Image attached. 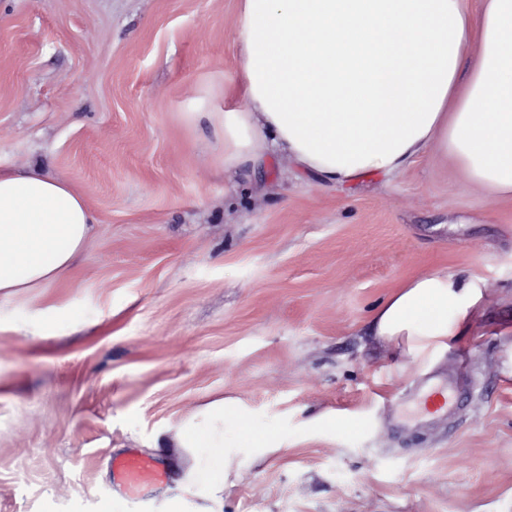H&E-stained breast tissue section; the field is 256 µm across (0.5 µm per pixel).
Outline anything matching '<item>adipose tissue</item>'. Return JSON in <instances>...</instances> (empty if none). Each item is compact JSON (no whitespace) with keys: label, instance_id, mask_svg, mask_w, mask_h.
I'll return each mask as SVG.
<instances>
[{"label":"adipose tissue","instance_id":"adipose-tissue-1","mask_svg":"<svg viewBox=\"0 0 512 512\" xmlns=\"http://www.w3.org/2000/svg\"><path fill=\"white\" fill-rule=\"evenodd\" d=\"M236 35L237 79L215 128L225 170L257 173L283 155L348 184L436 151L469 185L512 200V0H237ZM93 223L84 196L40 164L0 170V297L67 275ZM486 293L478 275L428 271L375 310L373 334L426 364L471 327ZM236 411L218 400L180 424L168 445L188 466L164 512H189L202 473L220 499L239 446L280 448L271 430L226 437Z\"/></svg>","mask_w":512,"mask_h":512}]
</instances>
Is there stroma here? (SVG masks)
Returning a JSON list of instances; mask_svg holds the SVG:
<instances>
[{
  "label": "stroma",
  "mask_w": 512,
  "mask_h": 512,
  "mask_svg": "<svg viewBox=\"0 0 512 512\" xmlns=\"http://www.w3.org/2000/svg\"><path fill=\"white\" fill-rule=\"evenodd\" d=\"M236 0H0V170L33 160L85 196L69 274L0 297V512H161L183 462L153 445L241 403L282 447L225 457L222 512H512V201L431 152L325 185L286 157L224 169L210 121L237 77ZM435 268L487 281L431 364L378 342L372 309ZM452 419L421 417L428 377ZM356 432L315 430L326 411ZM164 482L125 492L114 456ZM456 386H448L442 384H427L420 392H422V400L425 408L430 411L429 403L434 402L435 398H439L436 412L451 415L457 408L454 392Z\"/></svg>",
  "instance_id": "35a3bbf8"
}]
</instances>
